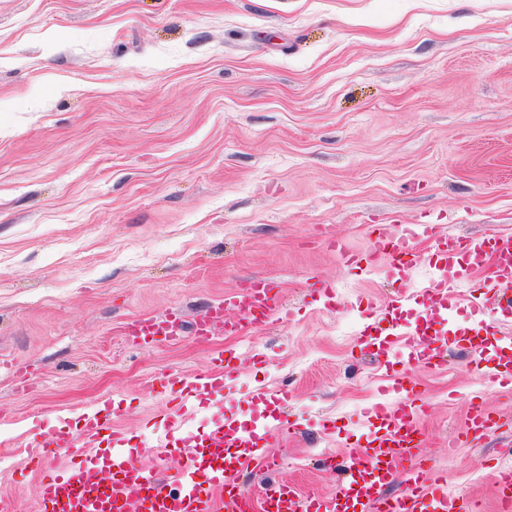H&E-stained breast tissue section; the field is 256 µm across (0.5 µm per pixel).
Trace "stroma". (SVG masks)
<instances>
[{
	"label": "stroma",
	"instance_id": "35a3bbf8",
	"mask_svg": "<svg viewBox=\"0 0 512 512\" xmlns=\"http://www.w3.org/2000/svg\"><path fill=\"white\" fill-rule=\"evenodd\" d=\"M512 234V0H0V503L41 512L34 442L117 400L129 453L152 466L149 385L236 355L223 414L265 422L255 395L288 388L296 437L241 475L334 495L320 463L393 400L425 389L420 459L450 492L498 512L512 464V390L451 352L433 371L401 338L391 368L360 332L414 325L437 272L397 270L372 226ZM368 256L348 264L344 254ZM258 276L287 319L236 335L134 341L145 316L194 318ZM330 282L337 307L309 293ZM418 302L396 306L402 289ZM502 414L452 448L469 399ZM494 489L498 510L510 512L512 510V469L511 466L501 467L494 480Z\"/></svg>",
	"mask_w": 512,
	"mask_h": 512
}]
</instances>
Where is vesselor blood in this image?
Wrapping results in <instances>:
<instances>
[{
    "label": "vessel or blood",
    "instance_id": "obj_1",
    "mask_svg": "<svg viewBox=\"0 0 512 512\" xmlns=\"http://www.w3.org/2000/svg\"><path fill=\"white\" fill-rule=\"evenodd\" d=\"M381 249L392 257L397 269L427 265L438 270L426 287L432 298L418 317L432 326L431 335L420 336L410 353L414 362L433 369L446 362L452 349L480 356L492 351L493 365L484 377L490 383L512 386V338L501 335L499 314L512 313V294L502 297L498 312H486L471 324L436 331L441 313L456 300L449 292L445 272L457 280L480 278L485 284L512 282V236L444 237L436 225L409 227L378 236ZM280 284L273 279L254 280L247 290L212 305L193 326L197 336L212 335L215 328L236 334L244 327L262 325L273 317L286 316L279 296ZM238 311L228 317L225 305ZM134 335L151 340L182 334V318L175 313L142 319L132 326ZM363 344L380 362H388L395 340L377 326H366ZM233 372L232 357L215 359L201 374L167 373L157 377L163 401L165 437L178 441L184 464L173 479L147 468L126 451L128 439L112 423L119 404L85 411L77 417V428H54L49 447L68 449L70 462L63 468L49 466L46 449L30 459L41 473L39 497L44 512H476L473 500L449 494L443 482L427 478L425 471L401 470V463L418 454L424 442L418 412L421 393L413 381L401 379L394 387L396 402L367 408L365 443L341 459L330 460L341 474L334 496L300 493L285 482L265 486L253 497L239 482L240 472L252 462H263L271 442L284 440L296 431L294 422L278 413L288 399L287 391L272 393L264 403L271 407V422L263 430L244 428L236 418H225L203 436L184 428L187 412L208 410L213 400L223 398L224 380ZM500 427L498 415L478 399L466 415V430L484 437ZM402 483L398 495L385 490ZM499 512H512V468L501 467L494 480Z\"/></svg>",
    "mask_w": 512,
    "mask_h": 512
}]
</instances>
